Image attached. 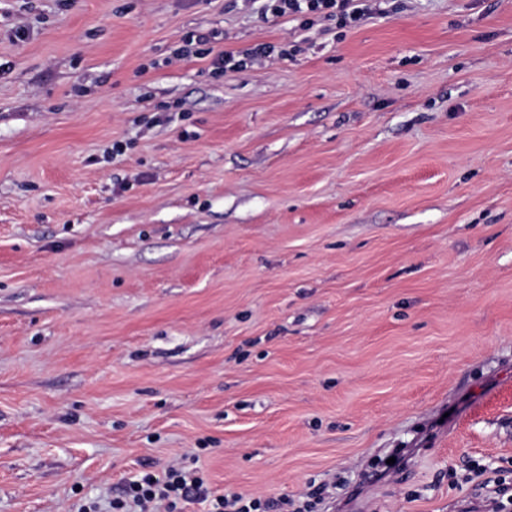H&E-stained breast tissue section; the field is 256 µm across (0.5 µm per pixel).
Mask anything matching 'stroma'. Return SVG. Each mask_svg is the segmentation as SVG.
<instances>
[{"mask_svg": "<svg viewBox=\"0 0 512 512\" xmlns=\"http://www.w3.org/2000/svg\"><path fill=\"white\" fill-rule=\"evenodd\" d=\"M176 461L314 512L512 488V0H0V512ZM374 0H269L267 7L279 16L320 15L336 19L341 27H352L370 17ZM275 47L268 44H261L245 51L238 52H224L216 55L212 61V65L217 69L225 70H242L247 67V63L253 65L260 61L263 57L269 56L274 52ZM243 56L242 59L236 60V56Z\"/></svg>", "mask_w": 512, "mask_h": 512, "instance_id": "35a3bbf8", "label": "stroma"}]
</instances>
